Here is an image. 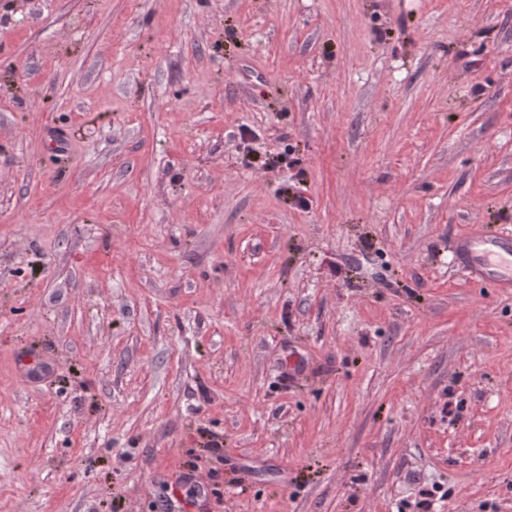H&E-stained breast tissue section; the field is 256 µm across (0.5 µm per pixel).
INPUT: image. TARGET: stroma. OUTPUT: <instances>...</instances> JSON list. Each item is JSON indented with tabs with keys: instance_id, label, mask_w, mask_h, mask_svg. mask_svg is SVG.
I'll list each match as a JSON object with an SVG mask.
<instances>
[{
	"instance_id": "35a3bbf8",
	"label": "stroma",
	"mask_w": 512,
	"mask_h": 512,
	"mask_svg": "<svg viewBox=\"0 0 512 512\" xmlns=\"http://www.w3.org/2000/svg\"><path fill=\"white\" fill-rule=\"evenodd\" d=\"M478 231L512 0H0V512H512Z\"/></svg>"
}]
</instances>
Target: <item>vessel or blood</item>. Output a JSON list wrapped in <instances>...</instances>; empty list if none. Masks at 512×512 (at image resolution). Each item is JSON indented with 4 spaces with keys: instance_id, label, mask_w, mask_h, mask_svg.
<instances>
[{
    "instance_id": "1",
    "label": "vessel or blood",
    "mask_w": 512,
    "mask_h": 512,
    "mask_svg": "<svg viewBox=\"0 0 512 512\" xmlns=\"http://www.w3.org/2000/svg\"><path fill=\"white\" fill-rule=\"evenodd\" d=\"M470 273L479 280L496 285H512V237L475 233L457 245Z\"/></svg>"
}]
</instances>
